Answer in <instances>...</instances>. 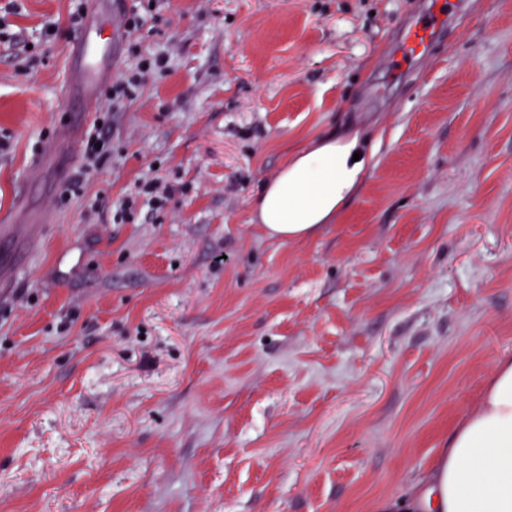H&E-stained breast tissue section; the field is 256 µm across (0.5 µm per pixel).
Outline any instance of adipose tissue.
<instances>
[{
    "label": "adipose tissue",
    "instance_id": "1",
    "mask_svg": "<svg viewBox=\"0 0 512 512\" xmlns=\"http://www.w3.org/2000/svg\"><path fill=\"white\" fill-rule=\"evenodd\" d=\"M374 157L358 133L311 141L252 201L254 221L281 240L312 236L354 197ZM378 512H512V356L501 358L479 405L448 432L411 501Z\"/></svg>",
    "mask_w": 512,
    "mask_h": 512
}]
</instances>
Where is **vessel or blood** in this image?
<instances>
[{"label": "vessel or blood", "mask_w": 512, "mask_h": 512, "mask_svg": "<svg viewBox=\"0 0 512 512\" xmlns=\"http://www.w3.org/2000/svg\"><path fill=\"white\" fill-rule=\"evenodd\" d=\"M102 4L103 0H91L88 20L71 44V80L66 88L67 95H94L109 74L111 50L101 43L98 26ZM462 10V0H445L439 10H427L417 20L404 23L398 41L401 63L408 65L424 59Z\"/></svg>", "instance_id": "1"}]
</instances>
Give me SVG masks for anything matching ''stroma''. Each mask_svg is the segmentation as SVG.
<instances>
[{
  "mask_svg": "<svg viewBox=\"0 0 512 512\" xmlns=\"http://www.w3.org/2000/svg\"><path fill=\"white\" fill-rule=\"evenodd\" d=\"M157 0L112 65L135 98L67 100L76 0H0V512H374L426 477L512 355V0ZM111 117L85 186L68 129ZM375 150L313 237L251 202L308 139ZM160 207L116 205L138 182ZM462 0H445L438 10L428 9L415 21L402 25L398 41L400 64L424 59L432 45L447 31L463 10ZM166 59L163 53H157L152 59H142L137 63L136 67L126 73L122 79L112 82V87L108 90V95L112 98L113 108H118L126 99L132 97L145 80L148 73L153 68L162 69L165 66Z\"/></svg>",
  "mask_w": 512,
  "mask_h": 512,
  "instance_id": "obj_1",
  "label": "stroma"
}]
</instances>
